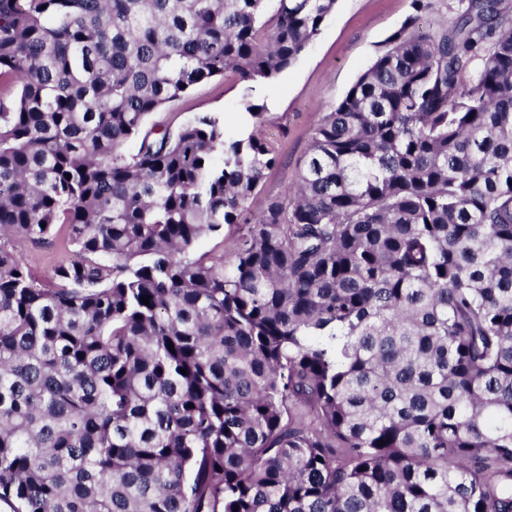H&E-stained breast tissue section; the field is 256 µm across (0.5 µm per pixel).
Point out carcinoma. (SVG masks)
<instances>
[{
	"instance_id": "cac0c4a2",
	"label": "carcinoma",
	"mask_w": 512,
	"mask_h": 512,
	"mask_svg": "<svg viewBox=\"0 0 512 512\" xmlns=\"http://www.w3.org/2000/svg\"><path fill=\"white\" fill-rule=\"evenodd\" d=\"M336 2L0 0L10 512H512L506 0L428 32L413 0L296 182L191 256L280 149L256 104L237 136L150 117L277 78ZM50 238L42 277L17 244Z\"/></svg>"
}]
</instances>
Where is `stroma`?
<instances>
[{
    "instance_id": "1",
    "label": "stroma",
    "mask_w": 512,
    "mask_h": 512,
    "mask_svg": "<svg viewBox=\"0 0 512 512\" xmlns=\"http://www.w3.org/2000/svg\"><path fill=\"white\" fill-rule=\"evenodd\" d=\"M412 5V0H337L308 50L276 80L249 89L228 74L198 86L153 119L176 128L198 113L212 112L236 133L245 102L260 105L267 116L265 131L278 142L281 161L266 171L248 201L250 219L258 220L267 198L294 182L323 112L336 105L385 51L388 37L412 14Z\"/></svg>"
}]
</instances>
